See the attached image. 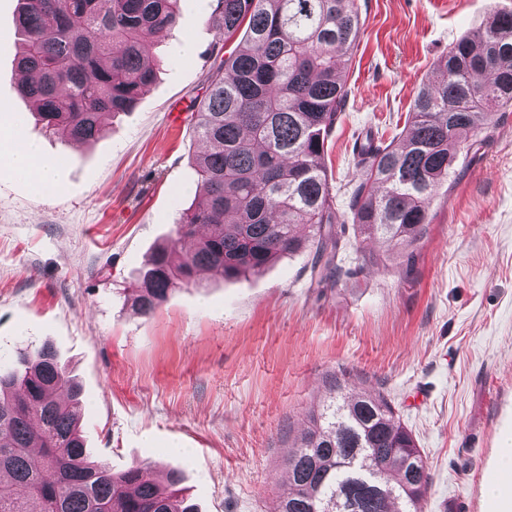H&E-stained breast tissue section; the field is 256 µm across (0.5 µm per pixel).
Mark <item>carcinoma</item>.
I'll use <instances>...</instances> for the list:
<instances>
[{"label": "carcinoma", "mask_w": 512, "mask_h": 512, "mask_svg": "<svg viewBox=\"0 0 512 512\" xmlns=\"http://www.w3.org/2000/svg\"><path fill=\"white\" fill-rule=\"evenodd\" d=\"M180 0H18L21 92L54 134L95 141L107 116L133 109L157 75L148 43L176 26ZM222 45L193 112L197 196L158 247L133 305L149 315L203 273H259L284 254L312 255L320 279L341 271L345 225L324 165L342 116L341 70L361 33L355 0H215ZM242 33L244 46L225 56ZM399 141L366 137L350 195L354 237L413 252L436 189L473 133L512 106V11L496 10L437 58ZM206 233L198 235V228ZM193 241L188 250L179 248ZM306 416L284 461L278 512H420L430 488L422 451L386 395L345 391ZM82 392L44 345L0 367V512H196L164 479L90 457L78 428ZM42 450L34 463L32 449Z\"/></svg>", "instance_id": "obj_1"}]
</instances>
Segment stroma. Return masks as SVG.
Masks as SVG:
<instances>
[{
  "label": "stroma",
  "mask_w": 512,
  "mask_h": 512,
  "mask_svg": "<svg viewBox=\"0 0 512 512\" xmlns=\"http://www.w3.org/2000/svg\"><path fill=\"white\" fill-rule=\"evenodd\" d=\"M361 34L345 75L327 173L350 224L356 145L400 133L436 59L512 0H357ZM17 0H0V104L25 112ZM182 10L150 55L164 65L136 108L94 143L29 120L27 138L63 160L53 194L0 159V362L52 345L83 389L92 458L148 477L178 468L197 512H271L283 460L332 380L388 395L422 450V512H499L485 496L512 432V107L493 115L439 187L413 261L374 239L347 251L335 284L308 253L238 278L203 276L154 313L131 303L155 248L194 198V104L217 34ZM190 52H183L184 41ZM369 264H362V257Z\"/></svg>",
  "instance_id": "1"
}]
</instances>
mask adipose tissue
I'll return each instance as SVG.
<instances>
[{
  "mask_svg": "<svg viewBox=\"0 0 512 512\" xmlns=\"http://www.w3.org/2000/svg\"><path fill=\"white\" fill-rule=\"evenodd\" d=\"M23 125V114L9 113L8 126L0 132V157L6 159L13 174L29 180L37 191L48 193L58 190L66 181L65 165L47 158L37 143L18 139L17 134Z\"/></svg>",
  "mask_w": 512,
  "mask_h": 512,
  "instance_id": "obj_1",
  "label": "adipose tissue"
}]
</instances>
